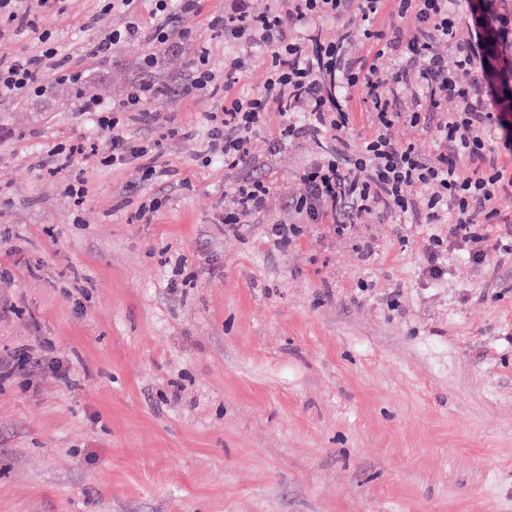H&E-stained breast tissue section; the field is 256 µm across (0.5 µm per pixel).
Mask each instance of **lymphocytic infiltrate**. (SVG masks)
<instances>
[{
    "mask_svg": "<svg viewBox=\"0 0 512 512\" xmlns=\"http://www.w3.org/2000/svg\"><path fill=\"white\" fill-rule=\"evenodd\" d=\"M148 31L129 24L98 34L95 48L105 55L123 41L145 37L168 43L179 22L190 20L199 0H152ZM58 0H0V18L36 35L43 50L37 59L0 62V95L27 99L43 95L61 75L51 32L40 29L35 13L53 10ZM361 12L365 25L350 30L344 19ZM389 24H380L382 14ZM339 22L335 40L322 39L323 22ZM225 37L262 48L267 77L261 90L225 101L211 113L212 152L234 168L249 157L248 141L277 111L285 122L284 140L313 132L324 151L301 173L294 209L305 224H327L350 232L362 215H389L408 224L448 223V240L468 247L474 261L484 255L480 229L496 225L499 243L512 250V170L499 163V149L512 150V99L500 93L512 73V9L493 0H282L261 14L240 11L215 18ZM468 30L461 39L460 30ZM366 45L365 56L351 57L352 42ZM393 68L383 69L382 59ZM370 108L368 130L359 150L347 133L354 102ZM83 111L95 113L113 134L103 153L115 165L142 156L143 149L119 132L112 107L89 98ZM434 129L437 149L420 155L396 133L398 126ZM269 182L242 180L231 187L228 225L261 214Z\"/></svg>",
    "mask_w": 512,
    "mask_h": 512,
    "instance_id": "lymphocytic-infiltrate-1",
    "label": "lymphocytic infiltrate"
}]
</instances>
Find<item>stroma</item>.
Returning <instances> with one entry per match:
<instances>
[{"mask_svg": "<svg viewBox=\"0 0 512 512\" xmlns=\"http://www.w3.org/2000/svg\"><path fill=\"white\" fill-rule=\"evenodd\" d=\"M235 7L202 0L158 60L184 81L208 38L218 79L121 113L149 151L121 166L90 156L112 133L81 103L124 102L148 42L92 55L86 26L114 22L99 0L38 19L83 86L0 101V362L31 357L0 378V512H512V255L456 245L434 280L447 225L300 224L319 148L279 142L276 112L225 167L209 115L266 79L259 56L225 67L208 23ZM245 177L271 191L231 229L224 186ZM441 241V244H443V239L439 237H432L430 239V243L428 244V247L425 250L424 255V262H425V268L427 273L432 278H439L444 274L445 266L443 263V250L438 249ZM433 244H432V243ZM435 243V244H434Z\"/></svg>", "mask_w": 512, "mask_h": 512, "instance_id": "35a3bbf8", "label": "stroma"}]
</instances>
